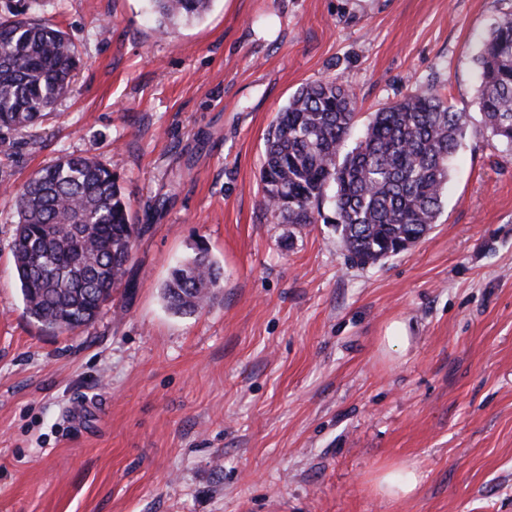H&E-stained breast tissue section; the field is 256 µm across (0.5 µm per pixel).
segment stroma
I'll return each instance as SVG.
<instances>
[{
    "label": "stroma",
    "instance_id": "1",
    "mask_svg": "<svg viewBox=\"0 0 512 512\" xmlns=\"http://www.w3.org/2000/svg\"><path fill=\"white\" fill-rule=\"evenodd\" d=\"M71 34L73 92L0 135V512H512V157L476 105L512 0H213L160 35L146 0H0ZM356 129L417 87L466 113L442 212L347 261L262 206L266 135L304 84ZM64 153L112 169L141 231L90 325L46 331L15 278L11 194ZM223 286L163 284L196 246ZM416 491L388 497L389 471ZM217 288H221L220 267L205 247L197 246L193 256L172 269L163 295L174 313L191 315L209 304Z\"/></svg>",
    "mask_w": 512,
    "mask_h": 512
}]
</instances>
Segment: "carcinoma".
Masks as SVG:
<instances>
[{
    "mask_svg": "<svg viewBox=\"0 0 512 512\" xmlns=\"http://www.w3.org/2000/svg\"><path fill=\"white\" fill-rule=\"evenodd\" d=\"M158 31L203 17L212 0H148ZM483 128L512 156V13L500 18L476 58ZM80 65L69 33L28 17L0 21V131L41 123L72 91ZM355 94L333 79L302 86L278 113L260 170L263 205L279 224L334 215L347 258L374 265L415 245L436 223L449 161L466 117L431 88H414L375 112L344 151ZM13 262L25 310L43 328L74 333L94 321L123 284L139 228L112 169L60 156L15 195ZM221 287L202 246L163 286L168 307L191 315Z\"/></svg>",
    "mask_w": 512,
    "mask_h": 512,
    "instance_id": "1",
    "label": "carcinoma"
}]
</instances>
